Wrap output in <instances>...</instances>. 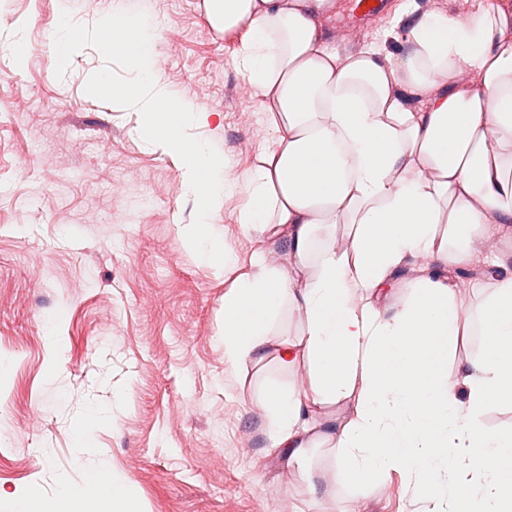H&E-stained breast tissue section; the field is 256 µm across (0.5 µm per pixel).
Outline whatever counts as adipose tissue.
Here are the masks:
<instances>
[{
  "label": "adipose tissue",
  "mask_w": 512,
  "mask_h": 512,
  "mask_svg": "<svg viewBox=\"0 0 512 512\" xmlns=\"http://www.w3.org/2000/svg\"><path fill=\"white\" fill-rule=\"evenodd\" d=\"M210 25L242 32L239 63L274 132L253 166L226 171L195 137L209 115L161 83L146 20L124 12L101 25L104 51L121 49L132 77L114 88L101 73L89 88L137 101L139 130L182 166L200 212L184 242L217 266L237 258L208 228L225 196L242 199L244 231L282 237L276 263L255 255L224 293V363L233 369L274 353L304 365L309 391L271 390L264 409L271 447L302 460L323 434L355 485L399 471L427 492L426 512H512V435L482 416L512 392V258L485 260L489 227L512 236V0H468L465 16H420L398 58L372 42L340 56L318 21L337 0H204ZM467 71L469 82L458 79ZM421 99V108L408 106ZM349 228L348 244L316 247L315 233ZM412 298L379 307L408 263ZM480 267L491 289L479 332L483 349L449 372L463 334L464 303L443 271ZM304 287H297L298 279ZM302 319L294 340H274L283 305ZM355 399L353 417H321L319 405Z\"/></svg>",
  "instance_id": "1"
}]
</instances>
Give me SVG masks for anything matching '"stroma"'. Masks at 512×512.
I'll list each match as a JSON object with an SVG mask.
<instances>
[{
	"label": "stroma",
	"mask_w": 512,
	"mask_h": 512,
	"mask_svg": "<svg viewBox=\"0 0 512 512\" xmlns=\"http://www.w3.org/2000/svg\"><path fill=\"white\" fill-rule=\"evenodd\" d=\"M338 0L321 23L347 55L398 34L424 11L421 0H387L366 29ZM115 11L138 12L156 33L158 69L176 94L210 112L197 137L241 174L273 140L238 60L240 34L221 36L201 0H0V512L28 499L33 512H75L64 487H88L109 469L141 512H420L414 478L394 472L352 486L337 451L313 434L307 458L283 465L270 448L262 403L273 387L306 391L304 366L275 360L238 371L224 364V292L235 273L187 247L195 196L175 160L138 129L135 107L92 93L88 76L126 84L130 67L104 53L93 30ZM72 19L87 32L63 69L49 60L47 32ZM27 45L23 62L12 54ZM240 197L225 199L212 227L241 261L285 246L244 232ZM480 272L454 269L467 301L455 360L476 359L490 289ZM63 352H56L55 343ZM86 422L83 448L75 429Z\"/></svg>",
	"instance_id": "stroma-1"
}]
</instances>
